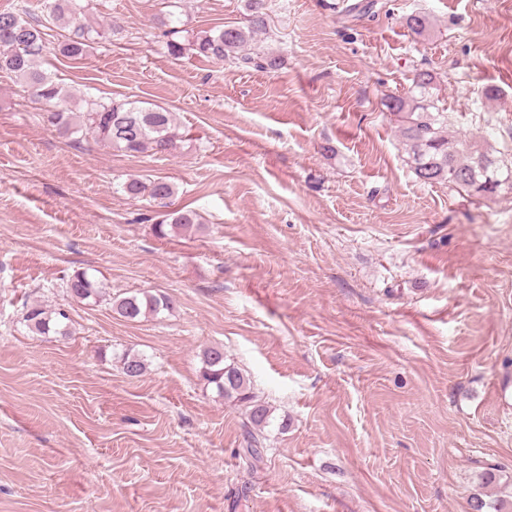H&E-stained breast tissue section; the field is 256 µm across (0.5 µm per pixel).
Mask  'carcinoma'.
I'll return each instance as SVG.
<instances>
[{"label": "carcinoma", "mask_w": 512, "mask_h": 512, "mask_svg": "<svg viewBox=\"0 0 512 512\" xmlns=\"http://www.w3.org/2000/svg\"><path fill=\"white\" fill-rule=\"evenodd\" d=\"M246 23L242 26L215 27L202 30L188 44L173 39L178 34L175 21L168 23V52L180 56L185 49L194 54L219 61L226 59L240 67L259 71L279 66V58L261 49L256 35L270 25L267 0H246ZM50 22L72 28V36L59 44L60 53L69 59L83 58L90 43L112 34V27L97 29L89 23L87 6L79 0H52ZM407 26L416 34L430 27L429 17L417 12L408 15ZM48 26L33 16L28 0H17L14 8L0 11V70L14 75L29 89L35 99L43 102L46 121L60 133L80 139L92 137L125 153L166 154L177 148L180 140L173 113L158 106H143L128 99L88 100L84 111L76 114L70 107L71 93L39 70L36 61L45 50ZM436 76L427 69L416 71L412 86L404 96L386 101V108L397 118L400 136L406 146L411 167L418 179L427 184H446L471 196L488 197L504 189L512 191V166L496 160L488 150L449 134L448 113L433 95ZM129 197L148 195L156 201L171 199L174 185L165 178L146 184L131 178L122 185ZM199 214L192 209L172 210L153 225L156 235L164 237L168 229L189 228L199 223ZM70 295L80 301L101 297L100 281L85 271L74 273L66 282ZM173 299L166 294L130 295L114 302L121 317L134 321L142 316H157L173 309ZM69 315L62 309L52 310L36 302L26 307L24 321L30 332L48 336L69 334ZM123 373L138 378L146 369L145 359L137 354L121 358ZM201 376L224 399L246 406L245 456L257 461L263 448L264 429L271 410L256 399L250 382L234 365L224 362V349L218 346L203 350ZM474 512H502L504 502L488 501L478 493L471 497Z\"/></svg>", "instance_id": "cac0c4a2"}]
</instances>
